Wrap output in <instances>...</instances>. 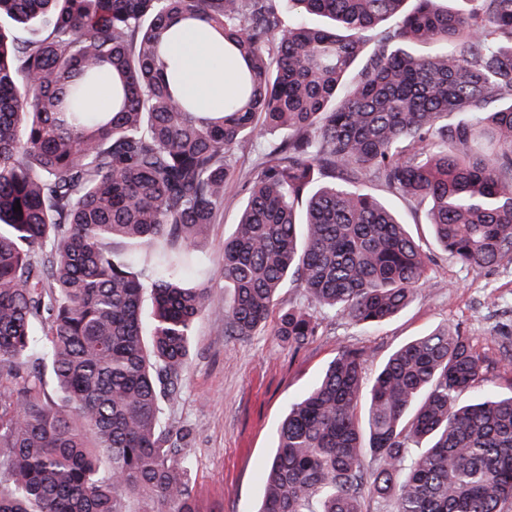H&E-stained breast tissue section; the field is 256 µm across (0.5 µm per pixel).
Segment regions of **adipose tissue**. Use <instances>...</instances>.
<instances>
[{
    "instance_id": "obj_1",
    "label": "adipose tissue",
    "mask_w": 512,
    "mask_h": 512,
    "mask_svg": "<svg viewBox=\"0 0 512 512\" xmlns=\"http://www.w3.org/2000/svg\"><path fill=\"white\" fill-rule=\"evenodd\" d=\"M223 47L224 40L220 35L188 28L171 49L181 69L194 77L191 93L205 98L216 108L223 107L225 99L235 91L234 64L225 59Z\"/></svg>"
}]
</instances>
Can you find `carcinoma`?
<instances>
[{
  "instance_id": "cac0c4a2",
  "label": "carcinoma",
  "mask_w": 512,
  "mask_h": 512,
  "mask_svg": "<svg viewBox=\"0 0 512 512\" xmlns=\"http://www.w3.org/2000/svg\"><path fill=\"white\" fill-rule=\"evenodd\" d=\"M470 2L0 0V512H199L162 402L208 308L194 249L235 175L248 194L221 271L237 336L288 281L365 327L417 298L432 254L366 180L425 206L457 263L512 267V0ZM177 22L237 61L224 111L170 64ZM96 83L107 112L84 110ZM246 138L262 162L239 169ZM320 329L297 306L275 320L295 350ZM367 357L339 350L290 404L258 512H507L512 395L459 403L504 358L449 327L368 381Z\"/></svg>"
}]
</instances>
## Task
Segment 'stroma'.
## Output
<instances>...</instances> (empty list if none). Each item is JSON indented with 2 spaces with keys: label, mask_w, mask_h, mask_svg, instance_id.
Instances as JSON below:
<instances>
[{
  "label": "stroma",
  "mask_w": 512,
  "mask_h": 512,
  "mask_svg": "<svg viewBox=\"0 0 512 512\" xmlns=\"http://www.w3.org/2000/svg\"><path fill=\"white\" fill-rule=\"evenodd\" d=\"M365 189L434 252L428 281L409 307L375 327L316 310L320 336L295 350L269 326L245 337L224 330L228 291L218 262L247 195L239 180L226 182L223 210L198 245L212 260L204 281L209 307L195 325L182 388L165 405L166 424L187 434L182 453L192 461L189 479L200 512H256L261 470L274 453L289 402L320 378L340 348L367 350L365 374L371 377L394 350L438 327L457 329L480 352L496 354L512 343V270L461 266L440 252L423 210L376 184Z\"/></svg>",
  "instance_id": "obj_1"
}]
</instances>
